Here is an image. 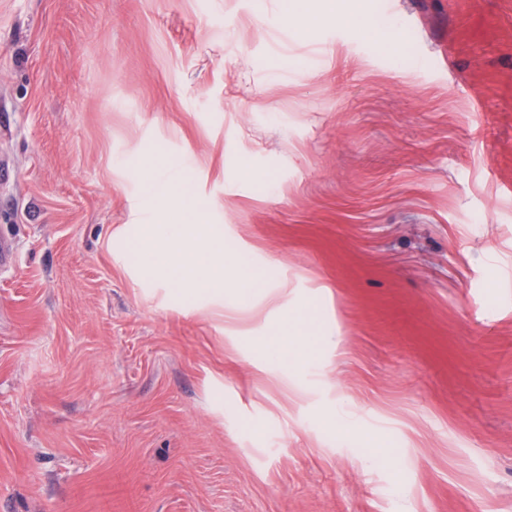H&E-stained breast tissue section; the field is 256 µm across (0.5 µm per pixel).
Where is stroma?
I'll use <instances>...</instances> for the list:
<instances>
[{
    "instance_id": "stroma-1",
    "label": "stroma",
    "mask_w": 512,
    "mask_h": 512,
    "mask_svg": "<svg viewBox=\"0 0 512 512\" xmlns=\"http://www.w3.org/2000/svg\"><path fill=\"white\" fill-rule=\"evenodd\" d=\"M158 151L281 311L126 260ZM0 163V512H512V0H0ZM261 288V305L263 308L268 309L270 312L278 310L288 297V287L286 284H279L277 286H258Z\"/></svg>"
}]
</instances>
